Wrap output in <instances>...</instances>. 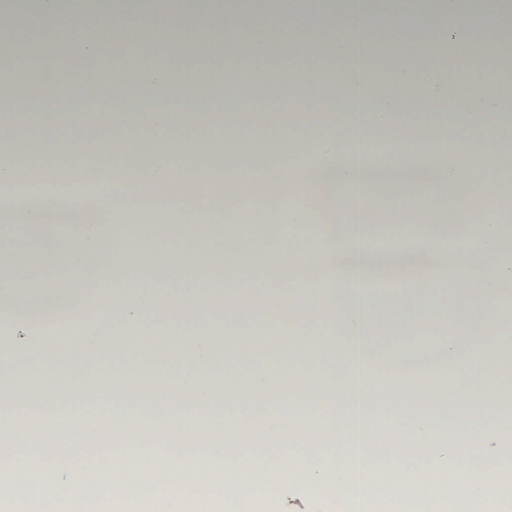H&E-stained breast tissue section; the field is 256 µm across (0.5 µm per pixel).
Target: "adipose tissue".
I'll return each mask as SVG.
<instances>
[{
  "label": "adipose tissue",
  "mask_w": 512,
  "mask_h": 512,
  "mask_svg": "<svg viewBox=\"0 0 512 512\" xmlns=\"http://www.w3.org/2000/svg\"><path fill=\"white\" fill-rule=\"evenodd\" d=\"M475 2L270 0L261 13L251 0L0 2V54L29 76L1 81L0 102L60 79L61 51L80 29V83L93 98L155 103L106 115L37 106L0 121V188L15 191L4 208L47 240L34 271L0 244V314L40 331L0 348V436L13 450L0 460V502L11 512H196L204 495L224 512H251L302 478L310 497L299 512L340 493L348 512H374L381 497L384 512H448L460 499L467 512H504L512 410L498 400L499 372L469 394L466 361L472 348L496 354L483 327L512 319V225L494 213L512 173V113L476 105L484 92L512 101V78L502 75L512 0ZM480 42L491 51L478 58ZM415 44L451 51L426 66ZM248 91L267 93L262 111H246ZM174 99L181 111L165 108ZM216 99L223 111H211ZM321 101L335 111L317 113ZM184 127L192 138L156 149ZM420 129L435 134L433 149L416 140ZM378 130L390 133L389 157L375 163L365 153ZM73 167L99 186L94 199L72 197L62 172ZM24 177L50 193L17 191ZM174 182L231 203L223 226L193 209L126 235L117 214L155 208L149 188ZM348 187L419 195L440 221L419 225L416 249L385 248L403 214L370 223ZM269 196L284 205L254 223L242 200ZM480 207L485 223H471ZM62 224L95 258L65 278ZM464 232L468 248H436ZM241 295L260 304L273 355L227 357L194 330L205 315H243ZM108 300L119 320L91 326L90 310ZM149 320L169 348L152 356L147 380L132 382L127 344ZM427 322L453 332L375 373L376 337ZM324 323L338 335L330 352ZM64 325L78 334V357L38 350L15 368V350L38 349ZM443 359L458 380L449 407L475 404L453 431L409 384L429 382ZM251 433L260 445L244 442ZM465 454L473 463L464 484L448 482ZM134 458L148 459L147 471L131 469Z\"/></svg>",
  "instance_id": "obj_1"
}]
</instances>
